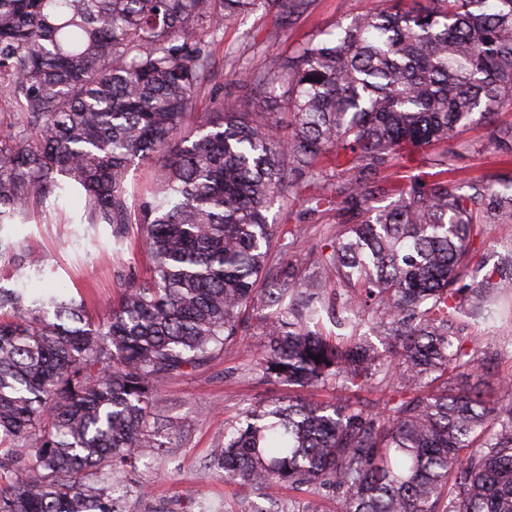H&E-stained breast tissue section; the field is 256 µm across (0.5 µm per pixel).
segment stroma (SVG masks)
I'll return each instance as SVG.
<instances>
[{"mask_svg":"<svg viewBox=\"0 0 512 512\" xmlns=\"http://www.w3.org/2000/svg\"><path fill=\"white\" fill-rule=\"evenodd\" d=\"M384 0H309L307 9L282 25L263 11H255L225 28L222 39L212 46L214 73L197 96L196 108L211 112L222 103L241 97L239 75L248 68H285L300 45L320 39L323 31L338 22L382 7ZM512 126V109L497 112L492 121L475 124L449 146L455 152L448 164V178L462 182L512 179V164L501 161L491 143L493 130ZM83 202L71 196L52 205H33L22 224H9L6 234L38 260L41 275H19L10 257L0 258V288H23L37 297L49 290L83 298L87 315L99 321L109 313L118 295V269L127 267L145 274L149 254L141 248L127 252L123 264L95 255L94 242L85 238L73 214ZM280 224L301 225L297 242L283 244L285 259L306 265L311 250L336 234L338 211L310 216L301 206L278 212ZM260 328L254 327L203 367L164 381L157 396L159 417L174 422L170 443L150 466L117 475L125 485L144 484L146 496L129 495L124 512H269L272 501L294 498L296 512H339L335 496H290L273 487L256 494L227 486L224 474L211 457L213 448L224 443V424L234 420L249 404L281 397L280 387L261 380L252 371L254 355L263 343Z\"/></svg>","mask_w":512,"mask_h":512,"instance_id":"stroma-1","label":"stroma"}]
</instances>
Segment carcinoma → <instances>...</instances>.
I'll use <instances>...</instances> for the list:
<instances>
[{
    "instance_id": "carcinoma-1",
    "label": "carcinoma",
    "mask_w": 512,
    "mask_h": 512,
    "mask_svg": "<svg viewBox=\"0 0 512 512\" xmlns=\"http://www.w3.org/2000/svg\"><path fill=\"white\" fill-rule=\"evenodd\" d=\"M391 2L285 70L245 72L261 111L198 112L203 36L259 9L285 24L306 0H0V93L20 111L0 136V226L77 193L71 223L103 226L117 260L135 228L152 259L119 274L97 323L74 297L0 288V512H121L104 476L167 447L158 386L252 316L253 370L287 395L225 424V482L335 492L342 512H512V383L491 401L482 352L453 331L461 313L479 331L512 321V249L490 269L471 249L512 222V184L391 179L405 151L512 108V0ZM162 150L163 181L136 197L129 168ZM289 170L307 175L306 211L342 212L312 259L348 289L340 304L279 257L301 232L270 217ZM326 387L338 402L300 394Z\"/></svg>"
}]
</instances>
